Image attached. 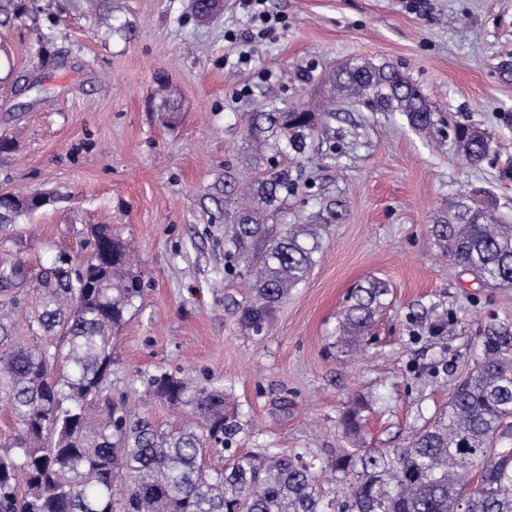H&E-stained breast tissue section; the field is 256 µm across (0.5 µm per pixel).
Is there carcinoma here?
Returning a JSON list of instances; mask_svg holds the SVG:
<instances>
[{
	"label": "carcinoma",
	"mask_w": 512,
	"mask_h": 512,
	"mask_svg": "<svg viewBox=\"0 0 512 512\" xmlns=\"http://www.w3.org/2000/svg\"><path fill=\"white\" fill-rule=\"evenodd\" d=\"M40 0H0L4 21L41 12ZM337 91L375 111L398 112L428 130L435 110L402 70L370 61L334 77ZM336 118L325 103L286 112H253L247 129L269 170L243 180L227 173L215 187L231 206L224 222V273L249 277L252 293L240 321L255 331L308 277L319 248L315 224L279 231L269 223L296 184L275 158L305 157L320 126ZM460 157L484 161L493 139L475 125L444 122ZM0 194V283L24 263L19 219L31 209ZM91 255L63 254L17 288H0V402L17 429L0 444V512H512V330L493 317L480 350L448 393L434 420L395 448L336 452L317 466L296 452L261 448L229 455L224 468L205 465L228 451L234 424L224 384L192 388L172 374L145 381L146 391L187 407L176 428L134 419L112 400V334L143 297L125 241L109 224L91 229ZM430 236L439 255L482 287L512 288V223L469 198L436 213ZM389 294L370 279L351 293L338 324L347 347L364 343ZM31 302L28 330L18 336L11 309ZM342 474L327 486L321 472Z\"/></svg>",
	"instance_id": "obj_1"
}]
</instances>
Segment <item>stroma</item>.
<instances>
[{"label":"stroma","instance_id":"1","mask_svg":"<svg viewBox=\"0 0 512 512\" xmlns=\"http://www.w3.org/2000/svg\"><path fill=\"white\" fill-rule=\"evenodd\" d=\"M0 25V193H51L24 222V260L51 266L109 224L145 284L112 339V394L166 426L183 410L140 401L149 376L222 381L233 446L308 451L351 445L359 406L366 448H393L447 402L489 314L512 320V289L480 287L440 259L434 212L481 191L512 216V0H244L197 19L191 0H112L108 25L85 0ZM402 68L440 115L474 124L494 150L477 165L396 112L335 102L308 157L283 158L299 185L280 223L322 227L308 279L262 331L245 329L247 282L224 274V172L249 148L247 116L329 95L353 61ZM341 206L336 218L325 209ZM390 293L360 349L338 319L366 280Z\"/></svg>","mask_w":512,"mask_h":512}]
</instances>
